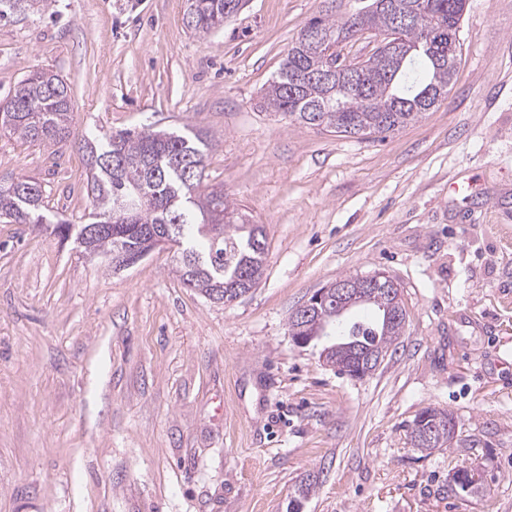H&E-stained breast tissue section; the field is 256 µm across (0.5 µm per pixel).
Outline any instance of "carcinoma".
<instances>
[{
	"label": "carcinoma",
	"mask_w": 512,
	"mask_h": 512,
	"mask_svg": "<svg viewBox=\"0 0 512 512\" xmlns=\"http://www.w3.org/2000/svg\"><path fill=\"white\" fill-rule=\"evenodd\" d=\"M48 0H0V19L24 17L42 10ZM188 30L210 35L224 28V20L236 13L240 0H185ZM341 11L343 0H326L322 14L306 21L282 63L279 75L264 90L263 105L274 113L316 129L342 136H374L381 139L417 121L438 99L448 96L461 53L459 0H400L411 7L410 26L401 32L399 51L388 55L377 47L360 61L361 76L325 82L306 77L322 68L333 46L344 42L363 15L368 26L384 33L392 30L393 15L374 7ZM308 28L323 33L318 42L303 39ZM433 34L431 41L425 33ZM0 130L32 144L58 145L72 142L85 151L89 166L87 194L91 205L89 222H56L54 231L65 240L75 238L88 255L113 263L121 255L137 253L152 237L165 235V227L179 224L180 279L209 300L220 301L235 289V278L247 277L257 285L262 277L266 234L257 226V241L245 215L224 197V190L206 184L211 143L206 135L155 130L149 126L109 132L97 143L75 134L71 90L58 75L31 70L14 94L0 101ZM141 191L150 200L128 210L126 203ZM41 184L25 176L0 180V218L10 224H45ZM103 229L88 232L91 224ZM356 307L367 311L362 320L345 322L330 308L326 328L335 341L322 355L338 373L350 376L351 348L358 347L382 358L403 334L406 309L378 291ZM449 411L425 407L409 426L413 447L425 451L419 425L424 417ZM320 475L308 474L296 486L286 512H303L306 500L319 485Z\"/></svg>",
	"instance_id": "1"
}]
</instances>
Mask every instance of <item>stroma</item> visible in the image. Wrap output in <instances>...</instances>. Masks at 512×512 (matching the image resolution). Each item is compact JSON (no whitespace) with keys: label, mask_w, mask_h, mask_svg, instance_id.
<instances>
[{"label":"stroma","mask_w":512,"mask_h":512,"mask_svg":"<svg viewBox=\"0 0 512 512\" xmlns=\"http://www.w3.org/2000/svg\"><path fill=\"white\" fill-rule=\"evenodd\" d=\"M323 0H246L220 31L184 0H52L0 21V100L44 69L76 132L190 128L209 184L263 225L264 274L224 305L183 287L175 247L115 273L34 224L0 221V512H512V0H468L445 100L385 139L272 114L262 93ZM29 176L49 220L89 211L86 156L0 132V176ZM462 193L449 192L452 182ZM377 271L407 312L362 380L294 345L315 291ZM453 412L459 441L407 428ZM466 466L486 492L448 493ZM446 415H453V413L444 410L438 409L435 407H424L421 409L415 416L411 425L409 426V440L414 448H417L419 451H432L438 448L453 447L458 439L459 434V424L456 419L447 418L444 415H436L435 417H431V413L438 412ZM428 416L429 418L426 420L431 421V430L427 432V437L429 438L427 444L431 447L436 448H424L425 442L421 436V429L419 425L424 422V416ZM320 473H323L321 471ZM308 474L296 486L294 494L288 500L286 512H302L306 500L315 492L320 483V474Z\"/></svg>","instance_id":"stroma-1"}]
</instances>
